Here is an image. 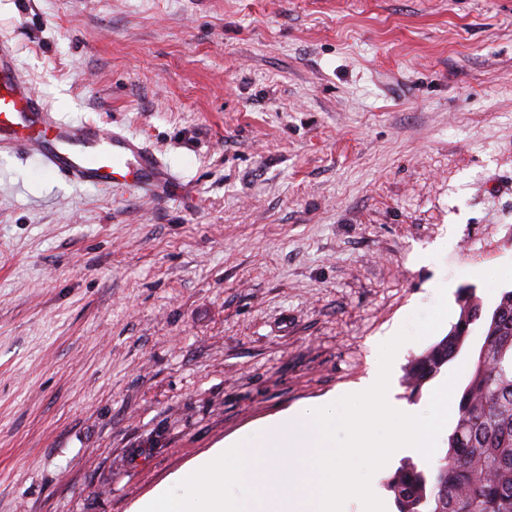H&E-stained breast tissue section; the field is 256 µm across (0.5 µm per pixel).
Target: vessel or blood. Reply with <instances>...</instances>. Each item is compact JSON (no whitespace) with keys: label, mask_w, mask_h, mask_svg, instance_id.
<instances>
[{"label":"vessel or blood","mask_w":512,"mask_h":512,"mask_svg":"<svg viewBox=\"0 0 512 512\" xmlns=\"http://www.w3.org/2000/svg\"><path fill=\"white\" fill-rule=\"evenodd\" d=\"M0 152L38 161L53 177L95 187L119 185L168 199L177 179L144 143L124 131L51 112L19 70L13 44L0 41Z\"/></svg>","instance_id":"b4317fda"}]
</instances>
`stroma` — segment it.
<instances>
[{"label": "stroma", "instance_id": "1", "mask_svg": "<svg viewBox=\"0 0 512 512\" xmlns=\"http://www.w3.org/2000/svg\"><path fill=\"white\" fill-rule=\"evenodd\" d=\"M55 111L180 196L0 155V512H134L217 443L343 395L445 292L512 279V0H0Z\"/></svg>", "mask_w": 512, "mask_h": 512}]
</instances>
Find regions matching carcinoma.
<instances>
[{
  "label": "carcinoma",
  "instance_id": "carcinoma-1",
  "mask_svg": "<svg viewBox=\"0 0 512 512\" xmlns=\"http://www.w3.org/2000/svg\"><path fill=\"white\" fill-rule=\"evenodd\" d=\"M478 326L483 342L448 451L429 470L402 466L386 482L398 512H512V290L487 317L475 289L463 288L456 323L411 362L407 378L420 390L459 355Z\"/></svg>",
  "mask_w": 512,
  "mask_h": 512
}]
</instances>
